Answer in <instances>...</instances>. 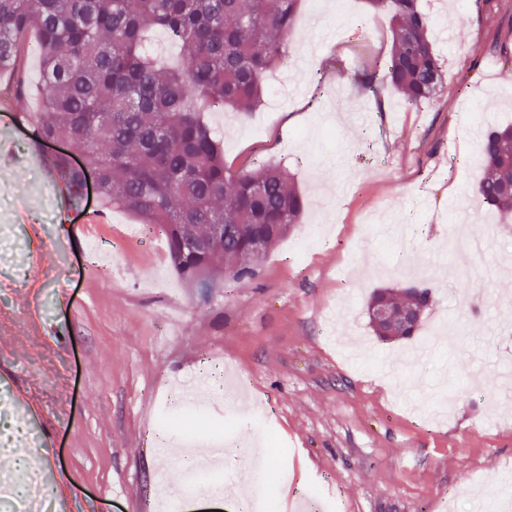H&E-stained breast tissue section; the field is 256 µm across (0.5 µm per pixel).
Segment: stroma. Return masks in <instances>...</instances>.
<instances>
[{
  "label": "stroma",
  "mask_w": 512,
  "mask_h": 512,
  "mask_svg": "<svg viewBox=\"0 0 512 512\" xmlns=\"http://www.w3.org/2000/svg\"><path fill=\"white\" fill-rule=\"evenodd\" d=\"M446 87L404 106L354 75L391 36L365 0H304L288 100L209 112L233 169L285 167L308 201L257 275L202 289L161 235L59 194L57 147L0 75V395L22 416L48 512H169L204 478L284 512H481L512 504V218L480 204L478 142L512 123V0H421ZM432 290L418 336L381 340L379 288ZM233 460L199 475L158 453L171 401ZM79 487L71 495L70 487Z\"/></svg>",
  "instance_id": "obj_1"
}]
</instances>
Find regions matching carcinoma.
Masks as SVG:
<instances>
[{
	"instance_id": "1",
	"label": "carcinoma",
	"mask_w": 512,
	"mask_h": 512,
	"mask_svg": "<svg viewBox=\"0 0 512 512\" xmlns=\"http://www.w3.org/2000/svg\"><path fill=\"white\" fill-rule=\"evenodd\" d=\"M390 17L389 63L357 82L375 94L388 83L407 104L445 88L442 65L420 0H369ZM299 0H0V73L17 72L23 36L35 33L40 111L18 120L40 140L64 139L97 170L101 207L136 215L161 234L185 280L206 284L219 272L256 276L247 256L262 237L271 248L300 223L304 196L271 164L235 170L204 122L210 111L252 112L263 104L265 74L294 50ZM158 28L180 46L174 68L150 59L145 36ZM482 176L474 194L512 215V127L479 141ZM54 168L72 202L83 198L85 169L67 155ZM424 310L430 292L400 299L375 291L370 302Z\"/></svg>"
}]
</instances>
